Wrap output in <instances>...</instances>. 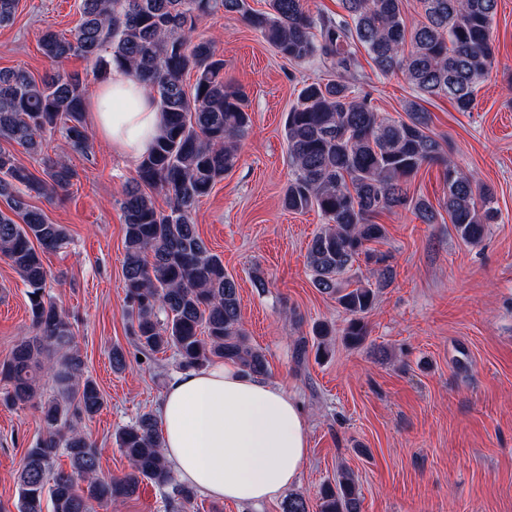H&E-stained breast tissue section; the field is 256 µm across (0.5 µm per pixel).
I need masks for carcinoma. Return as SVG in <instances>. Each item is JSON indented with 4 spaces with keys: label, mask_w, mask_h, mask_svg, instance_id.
<instances>
[{
    "label": "carcinoma",
    "mask_w": 512,
    "mask_h": 512,
    "mask_svg": "<svg viewBox=\"0 0 512 512\" xmlns=\"http://www.w3.org/2000/svg\"><path fill=\"white\" fill-rule=\"evenodd\" d=\"M266 2L267 10L254 11L247 0H81L82 22L74 33L48 28L41 37L54 70L37 80L23 68L0 69V140L32 156L41 154L42 135L57 128L70 150L90 149L87 86L79 75L58 70L72 56L92 61L99 82L114 65L127 69L157 101L160 134L121 200L123 277L137 347L153 353L172 349L184 370L222 359L249 375L267 373L265 354L242 327L237 284L193 221L197 203L233 167L250 127L245 92L224 80V58L213 42L195 36L205 16L239 14L288 60L320 58L336 71L335 80L305 87L288 112L293 173L284 204L293 212L315 207L326 220L309 245L308 266L314 287L350 316L343 329L348 344L366 340L364 318L375 301L354 265H375L384 282L393 274L389 255L374 248L387 237L375 218L410 209L422 223H436L431 206L410 195L412 178L423 166L443 168L445 207L464 242L479 243L499 217L492 190L456 167L432 135L430 113L421 104L412 101L406 117L388 118L346 81L359 67L353 49L359 43L380 73L400 72L420 96H445L459 111H471L474 92L494 62L498 0H418L422 21L412 28L405 21L406 0H340L344 14L334 18L311 14L305 0ZM188 74L195 76L189 88ZM74 177L63 159L45 164L38 177L13 153L0 150V198L8 207L0 210V256L28 288L33 329L0 362V382L8 385L0 403L21 407L42 397L46 375L56 388L41 401L44 433L18 470L17 512H43L46 495L53 512H95L97 505L136 495L144 481L172 488L171 506L183 510L197 492L176 482L153 414L140 415L116 433L131 466L118 478L99 475L100 452L80 430L83 420L103 408L104 397L83 376L68 316L45 295L42 261V254L66 244L68 231L48 222L19 192L23 185L56 194ZM156 195L165 197L167 209L156 206ZM61 449L70 459L68 472L53 469ZM317 508L360 512L354 477L344 474L323 486ZM283 512H310V505L291 494Z\"/></svg>",
    "instance_id": "carcinoma-1"
}]
</instances>
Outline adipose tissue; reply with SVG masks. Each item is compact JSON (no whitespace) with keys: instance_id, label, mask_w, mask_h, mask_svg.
I'll return each mask as SVG.
<instances>
[{"instance_id":"ef3b65f1","label":"adipose tissue","mask_w":512,"mask_h":512,"mask_svg":"<svg viewBox=\"0 0 512 512\" xmlns=\"http://www.w3.org/2000/svg\"><path fill=\"white\" fill-rule=\"evenodd\" d=\"M86 118L114 152L129 157L150 151L162 121L152 96L119 67L89 96ZM158 419L176 477L218 500L279 498L297 483L309 454L298 402L280 384L230 362L173 375Z\"/></svg>"}]
</instances>
